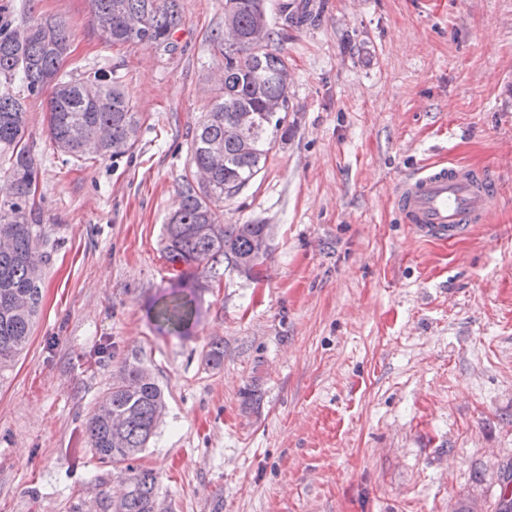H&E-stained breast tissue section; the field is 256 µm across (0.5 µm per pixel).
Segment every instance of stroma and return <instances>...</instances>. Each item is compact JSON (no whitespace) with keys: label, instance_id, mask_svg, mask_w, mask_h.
<instances>
[{"label":"stroma","instance_id":"stroma-1","mask_svg":"<svg viewBox=\"0 0 512 512\" xmlns=\"http://www.w3.org/2000/svg\"><path fill=\"white\" fill-rule=\"evenodd\" d=\"M288 135L218 204L264 224L260 280L193 272L188 335L152 318L181 265L163 226L190 174L224 57V0H180L175 51L112 46L90 0H27L58 20L64 70H117L141 116L133 152L77 165L28 99L36 201L57 248L27 350L0 376V512H76L105 475L88 416L127 357L166 397L142 465L165 512H456L494 507L512 462V0H292ZM494 171L488 224L419 237L393 204L420 167ZM224 344L215 368L205 353Z\"/></svg>","mask_w":512,"mask_h":512}]
</instances>
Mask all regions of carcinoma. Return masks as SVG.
<instances>
[{
  "mask_svg": "<svg viewBox=\"0 0 512 512\" xmlns=\"http://www.w3.org/2000/svg\"><path fill=\"white\" fill-rule=\"evenodd\" d=\"M233 19L239 41L219 37L224 54V78L215 104L196 125L190 144L193 166H205L214 153L223 166L203 186L183 177L179 203L164 225L169 262L202 269L215 280L224 265L235 269L250 260L252 240L263 224H220L212 204L234 195L265 165L286 123L288 92L279 73L288 59L278 49L282 32L266 26V51L254 54L250 36L265 14L263 0H234ZM101 31L114 46L146 45L176 49L173 35L181 24L177 0H91ZM285 26L300 27L314 20L303 6L283 4ZM15 5L0 4V173L10 194L0 198V237L11 244L0 249V374L11 368L28 347L41 305L43 268L30 258L47 237L40 209L30 203L39 169L22 146L27 126L26 99L51 89L48 132L55 149L76 162L131 152L140 129L136 102L115 70L89 69L74 75L61 71L69 54L70 34L60 22L14 24ZM283 108L270 112L267 105ZM248 110L260 117V130L245 146L231 130L235 112ZM196 314L192 300L174 290L155 312L159 322L175 332L185 330ZM164 394L151 371L134 355L119 366L112 385L97 401L87 423L89 447L99 463L119 470L126 491L114 499L102 491L96 512H159L158 474L136 465L154 436L164 413ZM495 512H512V472L505 471Z\"/></svg>",
  "mask_w": 512,
  "mask_h": 512,
  "instance_id": "obj_1",
  "label": "carcinoma"
}]
</instances>
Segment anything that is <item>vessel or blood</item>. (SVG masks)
<instances>
[{
  "label": "vessel or blood",
  "instance_id": "b4317fda",
  "mask_svg": "<svg viewBox=\"0 0 512 512\" xmlns=\"http://www.w3.org/2000/svg\"><path fill=\"white\" fill-rule=\"evenodd\" d=\"M498 192L489 169L428 167L400 185L394 204L420 236L454 239L486 223Z\"/></svg>",
  "mask_w": 512,
  "mask_h": 512
}]
</instances>
